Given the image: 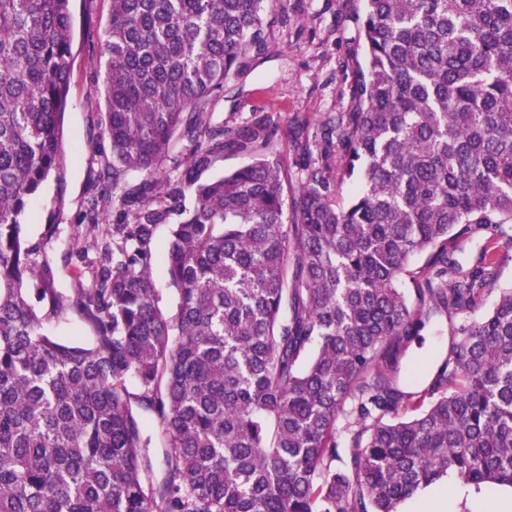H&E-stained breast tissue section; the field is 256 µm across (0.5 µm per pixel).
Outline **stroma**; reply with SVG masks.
<instances>
[{
	"label": "stroma",
	"instance_id": "35a3bbf8",
	"mask_svg": "<svg viewBox=\"0 0 512 512\" xmlns=\"http://www.w3.org/2000/svg\"><path fill=\"white\" fill-rule=\"evenodd\" d=\"M364 0H268L263 15L266 45L244 74L233 78L211 105L214 121L235 129L255 117L280 115L272 136L273 152L288 171L286 202L294 204L303 178L304 159L294 152L288 122L294 116L309 121L310 132L335 124L336 116L353 109L357 63L362 58L356 18ZM73 63L70 107L63 121L64 160L51 175L25 218V234L36 246L37 264L50 268L58 290L70 292L83 265L72 244L87 200L108 190L101 175L111 159L103 134L102 95L106 57L103 32L109 0H72ZM57 224L49 233V224ZM447 320L433 319L408 344L403 370L424 369L428 357L447 344Z\"/></svg>",
	"mask_w": 512,
	"mask_h": 512
}]
</instances>
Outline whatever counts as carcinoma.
<instances>
[{"mask_svg": "<svg viewBox=\"0 0 512 512\" xmlns=\"http://www.w3.org/2000/svg\"><path fill=\"white\" fill-rule=\"evenodd\" d=\"M264 2L111 0L112 193L88 200L96 258L66 295L21 219L63 162L71 0H0V512H400L448 475L512 488V287L491 247L512 239V0H365L354 110L314 140L293 121L294 150L321 152L289 224L278 120L229 130L209 112L263 50ZM177 141L189 160L168 172ZM226 152L251 162L202 178ZM187 192L164 310L154 233ZM474 236L463 265L448 245ZM67 311L92 346L43 330L40 313ZM436 314L448 353L406 391L404 348ZM143 434L144 438L150 441L149 454L154 465L155 476L161 478L164 469V448L161 444L162 426L153 415L143 416Z\"/></svg>", "mask_w": 512, "mask_h": 512, "instance_id": "carcinoma-1", "label": "carcinoma"}]
</instances>
